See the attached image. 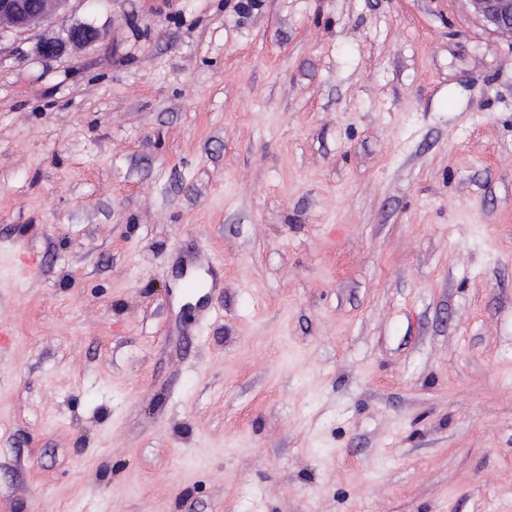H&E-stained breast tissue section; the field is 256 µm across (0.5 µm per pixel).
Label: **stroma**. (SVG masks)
Returning a JSON list of instances; mask_svg holds the SVG:
<instances>
[{
	"instance_id": "stroma-1",
	"label": "stroma",
	"mask_w": 512,
	"mask_h": 512,
	"mask_svg": "<svg viewBox=\"0 0 512 512\" xmlns=\"http://www.w3.org/2000/svg\"><path fill=\"white\" fill-rule=\"evenodd\" d=\"M0 325V512H512V39L470 0L4 35ZM100 37V32L92 25H80L68 30L65 36L40 40L35 52L42 58L52 59L62 56L70 46L93 42Z\"/></svg>"
}]
</instances>
